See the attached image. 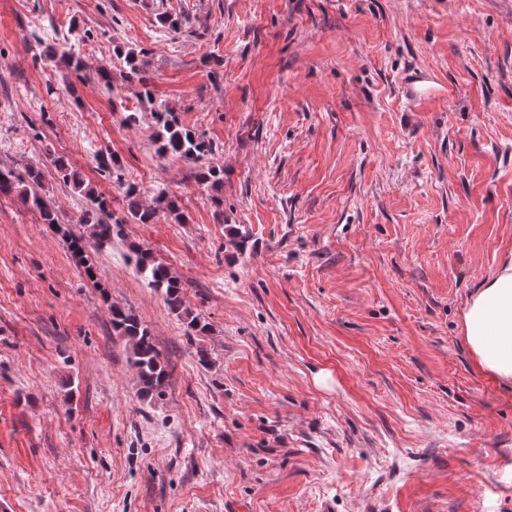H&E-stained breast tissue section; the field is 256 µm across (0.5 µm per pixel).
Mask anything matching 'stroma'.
<instances>
[{"mask_svg":"<svg viewBox=\"0 0 512 512\" xmlns=\"http://www.w3.org/2000/svg\"><path fill=\"white\" fill-rule=\"evenodd\" d=\"M118 45L146 51L139 74ZM414 68L447 95L412 103ZM143 88L212 143L221 187L129 121ZM110 155L180 214L126 224L98 282L0 195V512H512V384L461 330L512 260V0H0V168H39L80 235L51 160L120 217ZM113 304L150 328L162 399L138 398ZM129 250L136 272L145 279L150 288L160 292L169 310L177 318L184 320L187 328L195 335L207 333L209 323L202 320L199 314L194 315L186 306L184 284L171 269L157 261L148 250L143 249L139 244H129Z\"/></svg>","mask_w":512,"mask_h":512,"instance_id":"stroma-1","label":"stroma"}]
</instances>
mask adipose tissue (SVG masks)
<instances>
[{"label": "adipose tissue", "instance_id": "adipose-tissue-1", "mask_svg": "<svg viewBox=\"0 0 512 512\" xmlns=\"http://www.w3.org/2000/svg\"><path fill=\"white\" fill-rule=\"evenodd\" d=\"M461 328L477 367L512 383V261L470 295Z\"/></svg>", "mask_w": 512, "mask_h": 512}]
</instances>
